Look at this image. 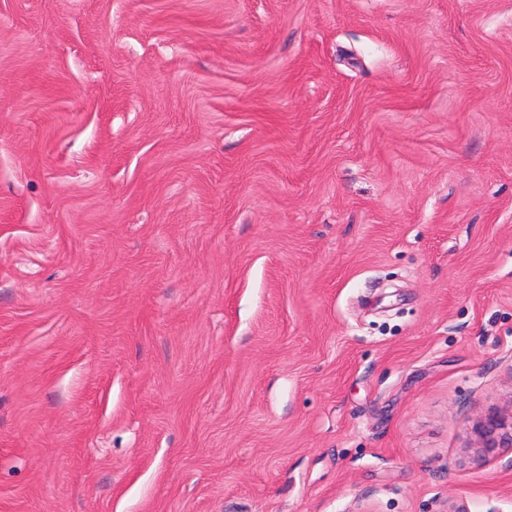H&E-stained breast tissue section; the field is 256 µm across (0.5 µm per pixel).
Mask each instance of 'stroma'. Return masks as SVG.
<instances>
[{"label":"stroma","mask_w":512,"mask_h":512,"mask_svg":"<svg viewBox=\"0 0 512 512\" xmlns=\"http://www.w3.org/2000/svg\"><path fill=\"white\" fill-rule=\"evenodd\" d=\"M512 0H0V512H512ZM505 423L502 419L495 415L488 416L484 421L480 422L477 427V434L479 437L480 444L482 445V453L492 452L495 448H500V445L504 447V444L512 447V421H510V434L508 432L500 433L501 430L505 429Z\"/></svg>","instance_id":"obj_1"}]
</instances>
